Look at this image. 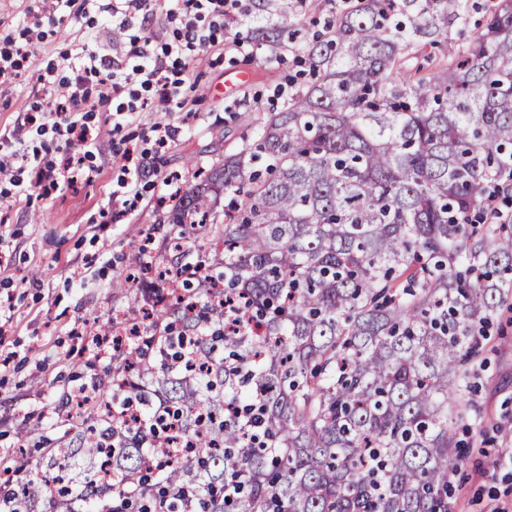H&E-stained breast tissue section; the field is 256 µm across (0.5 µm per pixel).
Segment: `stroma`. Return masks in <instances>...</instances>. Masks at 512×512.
<instances>
[{"instance_id": "stroma-1", "label": "stroma", "mask_w": 512, "mask_h": 512, "mask_svg": "<svg viewBox=\"0 0 512 512\" xmlns=\"http://www.w3.org/2000/svg\"><path fill=\"white\" fill-rule=\"evenodd\" d=\"M342 4L322 0L313 11L289 0L284 49L277 59L255 43L235 54L220 44L204 48L186 74L188 103L169 118L180 133L167 145L152 148L150 167L162 177L179 176L185 190L197 168L241 145L271 111L276 87L299 71L301 48ZM80 35L79 24L68 16L50 26L21 79L0 88V131L26 109L39 70L50 62L63 65ZM230 68L253 70L254 78L235 96L216 99L214 92ZM115 177L112 148L106 144L101 155L86 162L71 189L47 194L34 188L0 222V234L7 239L0 258V301L12 306L11 322L0 333V449L21 450L32 473L41 468L44 448L23 444L18 435L23 419L41 426L45 447L51 448L98 427L97 413L71 419L70 407L59 401L61 389L93 374L111 379L107 359L81 350L80 344L104 328L116 311L128 308L122 283L144 234L155 238L150 265L159 266L164 253L165 206L156 190L144 188L135 210L115 223L106 206ZM77 270L83 280L74 279ZM486 344L483 363L469 370L473 389L467 396L481 417H466L456 427L468 455L452 477L454 512H487L494 501H512V462L501 453L502 441L512 442V309L503 308L494 319Z\"/></svg>"}]
</instances>
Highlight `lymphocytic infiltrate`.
Masks as SVG:
<instances>
[{
    "mask_svg": "<svg viewBox=\"0 0 512 512\" xmlns=\"http://www.w3.org/2000/svg\"><path fill=\"white\" fill-rule=\"evenodd\" d=\"M146 0H40L33 22L18 33L0 36V85L12 83L30 54L47 36L46 24L74 11L95 27L96 15L107 13L124 37L123 50L107 56L91 51L88 42L74 44L66 69L47 65L38 82L44 92L0 136V212H9L29 198L33 187L56 191L70 188L75 173L99 151L104 131L112 133V162L119 169L107 206L121 217L140 197L151 177L149 148L130 144L125 127L140 113L164 115L188 101L185 74L206 46L223 44L242 49L245 40L238 20L250 15L247 0H168L175 22L171 35L151 30L149 21L133 25L132 15L145 10Z\"/></svg>",
    "mask_w": 512,
    "mask_h": 512,
    "instance_id": "f902f5d3",
    "label": "lymphocytic infiltrate"
}]
</instances>
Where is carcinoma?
<instances>
[{"label":"carcinoma","instance_id":"1","mask_svg":"<svg viewBox=\"0 0 512 512\" xmlns=\"http://www.w3.org/2000/svg\"><path fill=\"white\" fill-rule=\"evenodd\" d=\"M464 8L349 0L302 49L310 80L169 211L167 293L112 355L111 429L78 438L89 479L112 473L88 512H453L454 418L512 271V223H483L509 197L512 6L403 66ZM151 392L154 432L174 418L188 450L150 471L118 407ZM48 484L4 509L38 512Z\"/></svg>","mask_w":512,"mask_h":512}]
</instances>
